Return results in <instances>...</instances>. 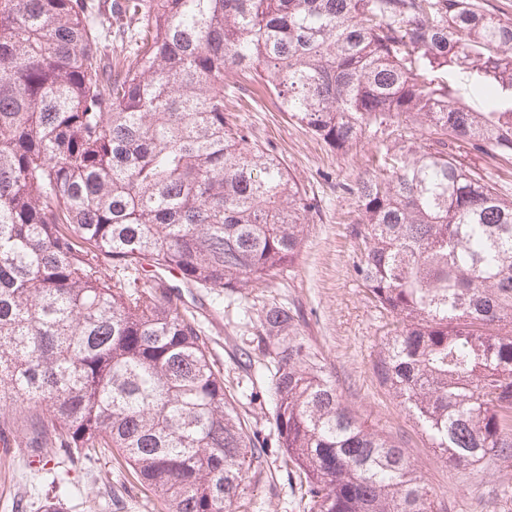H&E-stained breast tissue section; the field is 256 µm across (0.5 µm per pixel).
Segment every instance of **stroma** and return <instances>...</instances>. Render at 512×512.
<instances>
[{
	"label": "stroma",
	"instance_id": "35a3bbf8",
	"mask_svg": "<svg viewBox=\"0 0 512 512\" xmlns=\"http://www.w3.org/2000/svg\"><path fill=\"white\" fill-rule=\"evenodd\" d=\"M224 101L253 139L282 159L317 205L297 264L269 287L255 289V296L301 310L303 337L334 374L346 402L405 448L437 512H512V458L469 467L449 464L373 373L385 321L355 276L360 252L350 230L358 218L357 204L337 185L371 173L370 158L379 140L370 138L349 154H336L280 111L263 85L239 86L231 76L224 81ZM192 302L226 384L244 380L239 357L242 350L256 347L255 329L239 325L236 313H225L223 300L213 292L197 291ZM32 457L30 449L17 446L0 453V512H42L36 489L44 481ZM68 487L73 495L63 512H166L119 458L100 457L91 472L69 471ZM245 498L239 512H303L296 481L276 452L258 469Z\"/></svg>",
	"mask_w": 512,
	"mask_h": 512
}]
</instances>
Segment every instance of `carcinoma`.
I'll return each mask as SVG.
<instances>
[{
  "label": "carcinoma",
  "instance_id": "cac0c4a2",
  "mask_svg": "<svg viewBox=\"0 0 512 512\" xmlns=\"http://www.w3.org/2000/svg\"><path fill=\"white\" fill-rule=\"evenodd\" d=\"M228 74L338 154L390 142L344 185L392 325L373 373L446 461L512 458V195L466 162L512 163V15L489 0H0V441L19 419L74 467L115 453L166 512H236L270 448L306 512H435L299 310L264 303L244 353L263 435L185 307L286 274L315 209L224 113Z\"/></svg>",
  "mask_w": 512,
  "mask_h": 512
}]
</instances>
